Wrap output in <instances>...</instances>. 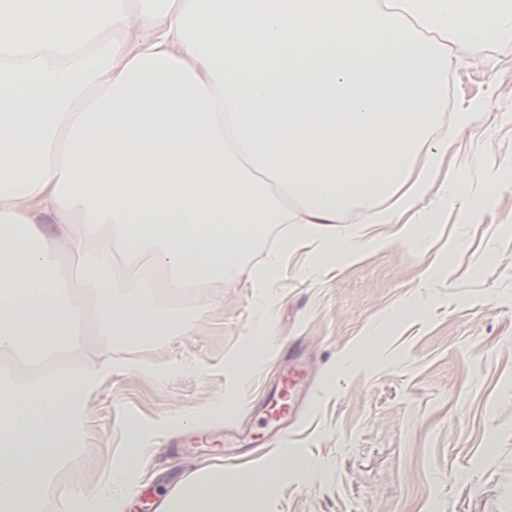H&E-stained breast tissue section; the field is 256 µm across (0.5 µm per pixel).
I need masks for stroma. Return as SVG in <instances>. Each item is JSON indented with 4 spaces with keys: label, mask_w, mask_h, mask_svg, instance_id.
<instances>
[{
    "label": "stroma",
    "mask_w": 512,
    "mask_h": 512,
    "mask_svg": "<svg viewBox=\"0 0 512 512\" xmlns=\"http://www.w3.org/2000/svg\"><path fill=\"white\" fill-rule=\"evenodd\" d=\"M448 75V110L433 132L447 144L441 167L416 207L373 224L357 206L335 225L344 236L365 225L382 247L344 267L315 264L311 250L289 254L266 291L243 276L185 293L190 329L127 346L88 325L72 365L111 352L116 369L88 396L82 452L44 491V512L61 495L95 485L125 446L122 424L192 412L188 429L157 434L143 454L140 492L127 512H154V496L224 463L170 447L183 434L221 437L241 424L245 399L272 385L293 348L312 358L304 418L286 449L256 448L240 467L288 452L286 476L261 512H512V37L464 47ZM471 109L467 127L455 115ZM460 178L462 206L442 212L424 245H403L399 225L436 209L447 180ZM273 344L239 384L227 363L248 345L260 310ZM387 335L373 328L387 317ZM165 364L161 381L137 365ZM223 398L224 412L206 414Z\"/></svg>",
    "instance_id": "stroma-1"
}]
</instances>
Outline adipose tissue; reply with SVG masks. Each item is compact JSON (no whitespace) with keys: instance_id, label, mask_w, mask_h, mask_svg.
I'll return each mask as SVG.
<instances>
[{"instance_id":"ef3b65f1","label":"adipose tissue","mask_w":512,"mask_h":512,"mask_svg":"<svg viewBox=\"0 0 512 512\" xmlns=\"http://www.w3.org/2000/svg\"><path fill=\"white\" fill-rule=\"evenodd\" d=\"M0 0V512H43L111 357L78 367L86 320L130 344L188 332L152 303L174 286L247 274L277 283L288 251L338 267L374 240L290 237L240 257L274 224H338L354 204L412 208L437 153L448 68L512 0ZM58 226L45 235L43 218ZM187 414L126 420L104 478L67 512H126L144 444ZM282 460L208 471L163 512H235L282 481Z\"/></svg>"}]
</instances>
